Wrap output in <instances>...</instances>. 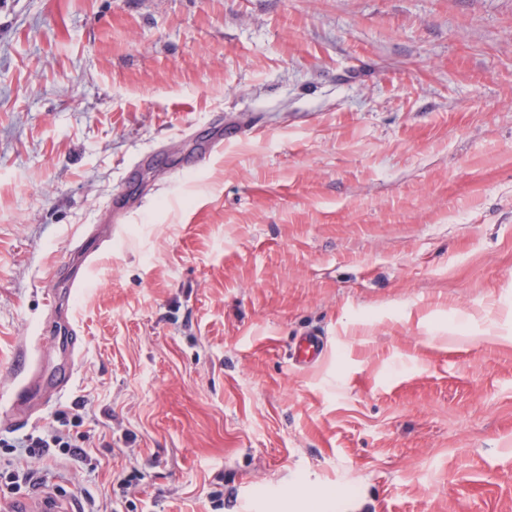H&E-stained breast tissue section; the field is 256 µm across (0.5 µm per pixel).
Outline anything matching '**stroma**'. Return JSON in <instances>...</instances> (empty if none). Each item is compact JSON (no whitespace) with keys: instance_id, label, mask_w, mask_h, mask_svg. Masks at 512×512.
Returning a JSON list of instances; mask_svg holds the SVG:
<instances>
[{"instance_id":"stroma-1","label":"stroma","mask_w":512,"mask_h":512,"mask_svg":"<svg viewBox=\"0 0 512 512\" xmlns=\"http://www.w3.org/2000/svg\"><path fill=\"white\" fill-rule=\"evenodd\" d=\"M86 229L31 496L512 512V0H0V410ZM90 234H84L75 244L73 252L79 255L81 264L79 266H73L74 272L69 276L67 280V297L70 299L73 296L74 288H82L85 280L88 268L94 262L98 252L103 247L104 243L109 240L98 239L95 246H86L85 241L90 237ZM83 267V271H82ZM324 348L322 336L315 331H310L301 336L295 344L293 357L298 364L312 365L321 359Z\"/></svg>"}]
</instances>
